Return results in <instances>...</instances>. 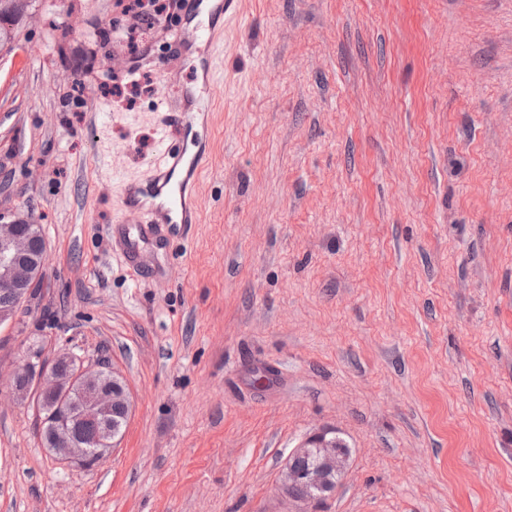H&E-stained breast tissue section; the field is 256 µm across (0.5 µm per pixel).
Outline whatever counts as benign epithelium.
Wrapping results in <instances>:
<instances>
[{
  "label": "benign epithelium",
  "instance_id": "7a95c632",
  "mask_svg": "<svg viewBox=\"0 0 512 512\" xmlns=\"http://www.w3.org/2000/svg\"><path fill=\"white\" fill-rule=\"evenodd\" d=\"M42 237L41 227L24 218L5 220L0 214V291L8 297L0 301V324L12 319L30 295L35 281L42 272L45 253L35 256L30 252L32 241ZM123 390L125 406H130L128 392L122 375L103 366L85 367L76 358L61 355L51 366H40L38 391H77L85 401V407L76 419L68 412L59 415L62 430L53 439L50 452L65 463L93 464L120 440L117 431L110 430L109 417L113 410L114 391ZM94 420L101 426L92 440L76 438L75 431L81 423ZM329 430L323 429L310 435L300 446L293 449L281 474L280 495L294 499L290 488L304 485L314 493L307 502L323 497L329 475L345 471L349 455L327 444ZM316 455V462L306 468L295 464L298 458Z\"/></svg>",
  "mask_w": 512,
  "mask_h": 512
}]
</instances>
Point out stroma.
Segmentation results:
<instances>
[{"label": "stroma", "instance_id": "stroma-1", "mask_svg": "<svg viewBox=\"0 0 512 512\" xmlns=\"http://www.w3.org/2000/svg\"><path fill=\"white\" fill-rule=\"evenodd\" d=\"M239 6L200 221L133 266L111 226L138 221L117 200L157 162L163 65L193 78L181 9L33 0L0 52V212L47 244L0 326V512H512V0ZM68 351L130 392L90 467L9 390ZM323 429L351 450L335 493L279 497ZM182 7L183 0H132L127 1L124 5V13L133 12L135 17L141 18L142 21H146L151 24L153 22H159L161 17L169 12L174 6L177 5Z\"/></svg>", "mask_w": 512, "mask_h": 512}]
</instances>
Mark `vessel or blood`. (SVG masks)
Instances as JSON below:
<instances>
[{"label":"vessel or blood","instance_id":"obj_1","mask_svg":"<svg viewBox=\"0 0 512 512\" xmlns=\"http://www.w3.org/2000/svg\"><path fill=\"white\" fill-rule=\"evenodd\" d=\"M238 16L236 0H185L173 41L200 77L163 102L159 119V161L141 181L124 184L119 209L139 214L138 226L124 236L120 250L126 260L138 255L144 237L160 236L175 224L199 221L196 191L206 157L196 151L192 131L196 113L208 110L222 66L218 38L225 22Z\"/></svg>","mask_w":512,"mask_h":512}]
</instances>
